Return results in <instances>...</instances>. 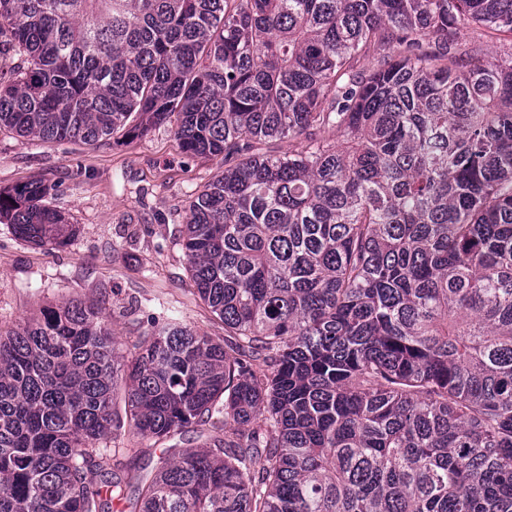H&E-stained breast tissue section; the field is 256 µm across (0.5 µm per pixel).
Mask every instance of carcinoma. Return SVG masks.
<instances>
[{"mask_svg":"<svg viewBox=\"0 0 512 512\" xmlns=\"http://www.w3.org/2000/svg\"><path fill=\"white\" fill-rule=\"evenodd\" d=\"M471 22L512 36V0H0V128L173 122L224 160L183 246L227 332L125 356L72 299L0 334V512H512V54L459 50ZM46 193L0 219L56 248ZM215 417L150 476L99 446Z\"/></svg>","mask_w":512,"mask_h":512,"instance_id":"1","label":"carcinoma"}]
</instances>
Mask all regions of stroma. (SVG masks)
Here are the masks:
<instances>
[{"instance_id": "obj_1", "label": "stroma", "mask_w": 512, "mask_h": 512, "mask_svg": "<svg viewBox=\"0 0 512 512\" xmlns=\"http://www.w3.org/2000/svg\"><path fill=\"white\" fill-rule=\"evenodd\" d=\"M221 170L220 159L186 153L169 124L94 144L0 131V188L46 184L45 205L79 228L67 246L48 250L0 223V332L79 298L105 307L125 353L154 316L223 342L224 324L194 289L182 239L190 196Z\"/></svg>"}]
</instances>
